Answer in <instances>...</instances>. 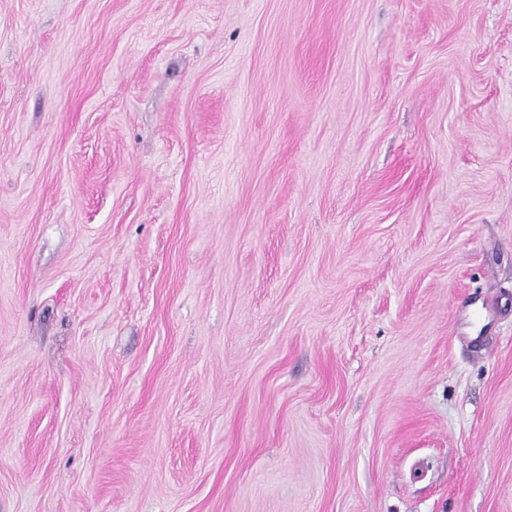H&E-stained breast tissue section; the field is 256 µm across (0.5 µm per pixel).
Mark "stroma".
<instances>
[{
    "label": "stroma",
    "instance_id": "stroma-1",
    "mask_svg": "<svg viewBox=\"0 0 512 512\" xmlns=\"http://www.w3.org/2000/svg\"><path fill=\"white\" fill-rule=\"evenodd\" d=\"M0 512H512V0H0Z\"/></svg>",
    "mask_w": 512,
    "mask_h": 512
}]
</instances>
